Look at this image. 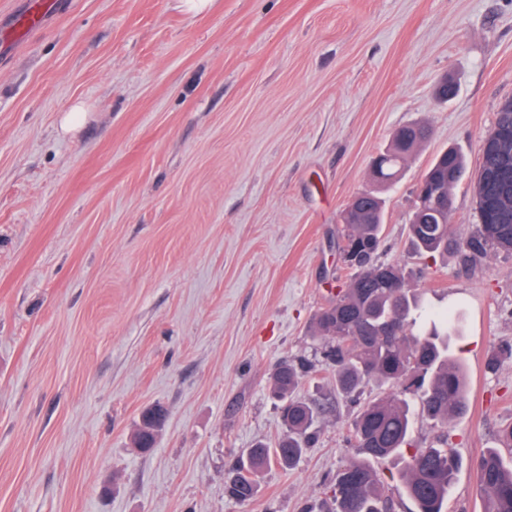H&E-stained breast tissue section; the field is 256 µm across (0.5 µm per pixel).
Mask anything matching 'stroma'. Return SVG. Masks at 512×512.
Returning a JSON list of instances; mask_svg holds the SVG:
<instances>
[{"label":"stroma","mask_w":512,"mask_h":512,"mask_svg":"<svg viewBox=\"0 0 512 512\" xmlns=\"http://www.w3.org/2000/svg\"><path fill=\"white\" fill-rule=\"evenodd\" d=\"M508 98L512 0H58L0 49V512H332L357 407L310 325L350 276L343 212L408 124L430 135L383 194L377 259L459 314L468 375L467 411L414 417L410 439L447 433L446 512H482L474 463L512 424V359L488 365L512 343V256H422L408 224L432 160L477 169ZM283 359L306 365L318 438L240 502L228 470L283 430ZM153 403L167 421L141 454ZM158 412L152 410L151 407L144 409L136 424V429L132 438L133 448L138 452L151 451L157 442L158 435L165 424L166 414L161 406H153Z\"/></svg>","instance_id":"obj_1"}]
</instances>
